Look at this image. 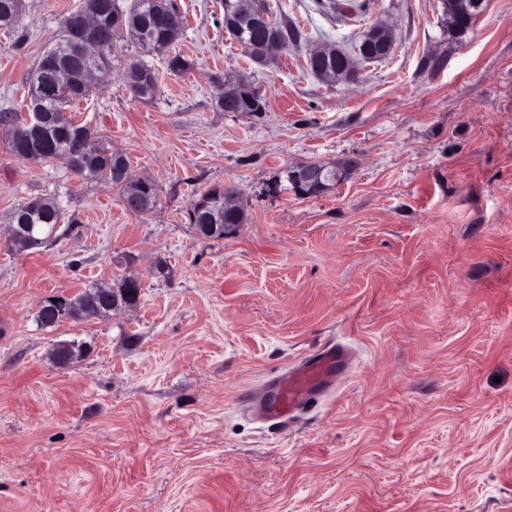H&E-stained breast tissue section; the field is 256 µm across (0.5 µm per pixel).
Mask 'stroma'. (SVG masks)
I'll use <instances>...</instances> for the list:
<instances>
[{"mask_svg": "<svg viewBox=\"0 0 512 512\" xmlns=\"http://www.w3.org/2000/svg\"><path fill=\"white\" fill-rule=\"evenodd\" d=\"M301 42L262 66L226 32L222 0H177L187 28L162 57L117 42L76 122L159 187L129 211L118 188L0 142V512H512V0L448 29L442 0H265ZM82 0H25L0 29V111ZM390 57L359 83L307 68L375 22ZM147 60L156 96L134 98ZM260 87L265 112L214 108L215 76ZM355 160L317 197L273 192L305 161ZM242 193L236 234L200 238L192 201ZM60 200L73 231L9 248L6 217ZM127 274L137 303L40 328V301ZM60 340L90 351L52 363ZM353 349L307 407L263 403L321 347ZM128 86L135 98L152 99L158 90V79L154 69L139 63L128 70Z\"/></svg>", "mask_w": 512, "mask_h": 512, "instance_id": "stroma-1", "label": "stroma"}]
</instances>
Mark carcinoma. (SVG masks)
<instances>
[{
  "mask_svg": "<svg viewBox=\"0 0 512 512\" xmlns=\"http://www.w3.org/2000/svg\"><path fill=\"white\" fill-rule=\"evenodd\" d=\"M472 0H443L448 17L456 20V30H468L469 9ZM25 9L24 0H0V28L19 27ZM93 12L97 16L94 31L100 49L95 55L83 51L87 31L83 27V15ZM224 28L239 43L251 46V56L259 64L266 61L270 40H275L280 51H288V45L302 38V32L288 21L271 17H258L257 0H224ZM184 31V20L176 0H130L124 8L118 0H84L81 8L66 15L61 23L55 42L41 56L34 71L28 74L25 87L36 72H47L54 67L71 70L78 75L87 69L112 70L115 60L114 36L126 34L127 38L147 53H160L171 48ZM311 74L320 81L333 85L340 75L355 68L354 58L339 50L335 56L324 59H307ZM237 88L235 112H260L259 92L244 78L232 81ZM128 86L134 97L148 100L158 90L154 69L139 63L128 70ZM91 86L78 91L62 86L39 104L41 120L29 124L19 112H0V138L9 151L24 161L35 163L57 162L76 174L95 180H104L120 189L128 209L134 213L151 211L158 200V188L154 182H146L132 173L125 155L104 145H94L91 155L84 153L83 141L89 127L79 124L67 115L69 106L89 96ZM240 194L233 185L215 186L201 194L189 210L193 225L208 224V238L222 239L227 235L225 225L243 224L246 220L244 205L230 210L225 208V198ZM63 208L55 198L36 197L20 205L9 216L15 225V234L9 239L10 248L26 251L48 242L56 236L61 224ZM140 294V283L131 276H122L112 283L113 297H120L127 304L135 303ZM64 314L48 306L40 305L36 321L43 327H53L64 318L87 319L108 316L106 306L112 300H104L98 284L85 286L68 300Z\"/></svg>",
  "mask_w": 512,
  "mask_h": 512,
  "instance_id": "cac0c4a2",
  "label": "carcinoma"
}]
</instances>
